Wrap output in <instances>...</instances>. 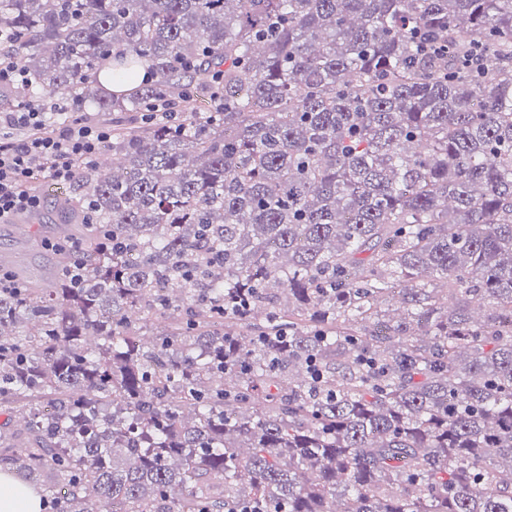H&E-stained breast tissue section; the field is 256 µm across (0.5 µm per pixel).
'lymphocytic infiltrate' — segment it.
Segmentation results:
<instances>
[{
	"label": "lymphocytic infiltrate",
	"instance_id": "lymphocytic-infiltrate-1",
	"mask_svg": "<svg viewBox=\"0 0 512 512\" xmlns=\"http://www.w3.org/2000/svg\"><path fill=\"white\" fill-rule=\"evenodd\" d=\"M53 105L29 102L0 115V223L40 208L29 185L43 174L57 183L72 182L79 162L91 163L112 137L99 123L62 122L52 127Z\"/></svg>",
	"mask_w": 512,
	"mask_h": 512
}]
</instances>
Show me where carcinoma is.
<instances>
[{
	"mask_svg": "<svg viewBox=\"0 0 512 512\" xmlns=\"http://www.w3.org/2000/svg\"><path fill=\"white\" fill-rule=\"evenodd\" d=\"M0 31V108L145 113L57 200L78 280L61 251L0 294L43 512H512V0H0Z\"/></svg>",
	"mask_w": 512,
	"mask_h": 512,
	"instance_id": "obj_1",
	"label": "carcinoma"
}]
</instances>
